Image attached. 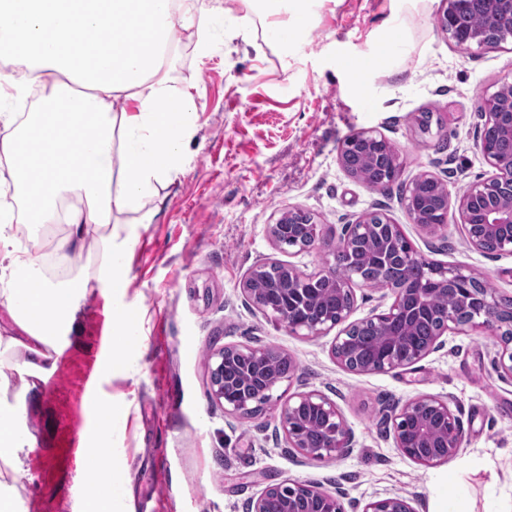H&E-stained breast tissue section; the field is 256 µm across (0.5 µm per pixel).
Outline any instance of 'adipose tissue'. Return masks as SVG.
I'll list each match as a JSON object with an SVG mask.
<instances>
[{"instance_id": "obj_1", "label": "adipose tissue", "mask_w": 512, "mask_h": 512, "mask_svg": "<svg viewBox=\"0 0 512 512\" xmlns=\"http://www.w3.org/2000/svg\"><path fill=\"white\" fill-rule=\"evenodd\" d=\"M256 11L265 37L280 47L297 42L312 0H243ZM229 16L211 0H0V52L21 64L0 75V161L8 166L20 208L0 206V283L26 340L1 336L0 347L23 345L25 390L54 368L60 331L74 321L89 280L42 279L41 256L17 250L7 226L27 223L32 234L64 222L58 250L82 248L88 234L114 215L141 211L187 162L186 137L197 110L190 86H174L168 47L189 31L198 56H208ZM92 447H106L124 415L122 405L93 394ZM16 404L0 396V512H21L9 482L23 467L31 437ZM90 473L103 482L89 512H114L125 491L111 457H94Z\"/></svg>"}]
</instances>
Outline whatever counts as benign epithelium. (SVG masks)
<instances>
[{
	"mask_svg": "<svg viewBox=\"0 0 512 512\" xmlns=\"http://www.w3.org/2000/svg\"><path fill=\"white\" fill-rule=\"evenodd\" d=\"M484 117L478 147L492 168L483 180L468 186L456 200L458 220L469 244L482 252L492 241L495 252L512 254V159L505 161L487 140L494 129L512 137V82L504 80L497 91L481 97ZM364 156L388 166L391 175L400 172L399 158L386 138L375 130H361L348 138ZM425 186L409 185L403 201L410 221L428 237L446 227V220L428 218L435 208L447 216L450 195L438 177L425 174ZM304 212L290 206L283 209L268 234L280 246L285 239H303L308 249L322 253V271L306 275L294 265L276 260L257 263L244 277L242 290L252 305L266 317L285 325L288 332L307 337H323L336 331L332 354L344 369L358 374L381 373L410 367L439 347V338L450 328H488L499 337L501 352L496 367L512 378V297L501 298L491 289L478 288L480 277L460 267H448L425 257L405 237L400 225L387 216L365 213L355 223L345 225L333 244L322 225L305 221ZM374 248L377 279L393 298L388 310L371 317L349 321L354 306L353 287L366 282L364 267L357 256ZM421 268L419 280H404L401 271ZM320 281L331 288L337 302L323 304L311 297L308 285ZM451 293L457 305L439 315L440 329L425 342L409 331L419 317L432 290ZM377 331L373 352L363 358L357 332ZM284 356L267 346L226 345L210 357V396L224 407V415L252 418L273 408L277 429L288 444L311 459L342 456L353 448L354 432L331 398L319 391L301 392L280 402L274 396L279 385L292 379L296 368L282 373L274 363ZM396 448L407 458L422 464L445 462L461 447L463 426L447 398L418 395L392 407L385 415ZM318 426L315 442L306 440V429ZM344 493L325 492L303 482L267 486L251 501L249 512H347ZM361 512H415L407 499L386 497L367 502Z\"/></svg>",
	"mask_w": 512,
	"mask_h": 512,
	"instance_id": "1",
	"label": "benign epithelium"
}]
</instances>
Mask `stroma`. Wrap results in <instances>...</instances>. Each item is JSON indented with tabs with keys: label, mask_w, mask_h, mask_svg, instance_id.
<instances>
[{
	"label": "stroma",
	"mask_w": 512,
	"mask_h": 512,
	"mask_svg": "<svg viewBox=\"0 0 512 512\" xmlns=\"http://www.w3.org/2000/svg\"><path fill=\"white\" fill-rule=\"evenodd\" d=\"M240 20L213 52L197 59L175 38L169 76L193 84L198 110L190 125L188 161L159 185L151 223L118 216L112 239L134 237L124 267L128 285L113 297L97 274L102 243L62 252L68 272L92 280L71 327L56 340L55 368L24 391L17 371L26 353L0 355L7 397L32 437L14 486L26 512H85L77 493L91 453L85 438L89 389L123 403L126 414L109 449L123 467L119 512H248L268 485L306 481L343 488L362 505L406 497L430 512L441 476L461 479L460 512H512V379L500 376L499 340L489 332L446 333L419 363L387 373L344 370L332 336L311 338L251 306L242 291L247 272L271 258L319 271L317 251L273 245L266 233L280 211L296 206L339 237L343 225L377 211L401 224L425 256L488 277L496 294L512 297V254L474 250L456 217L441 238H423L403 204L420 175L443 179L451 195L490 171L476 143L483 121L478 102L512 77V41L494 51L458 47L441 31L444 0H326L288 53L263 38L260 20L228 0ZM401 44L377 59L391 32ZM354 58L361 66L349 71ZM363 129L381 133L397 150L401 172L378 191L351 178L338 162L343 141ZM139 322L136 371L101 373L120 313ZM227 345H271L295 361L286 395L317 390L335 400L355 445L336 459L310 460L276 430L273 412L226 417L209 396V356ZM421 394L450 397L464 427L452 459L430 466L400 454L382 411Z\"/></svg>",
	"instance_id": "obj_1"
}]
</instances>
